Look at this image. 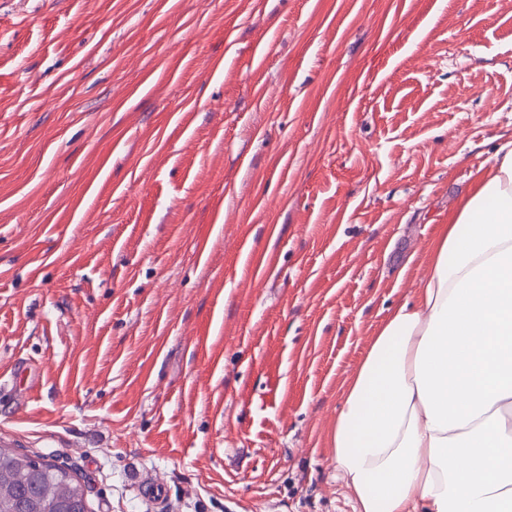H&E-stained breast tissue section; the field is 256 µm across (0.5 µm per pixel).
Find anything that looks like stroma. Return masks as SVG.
Instances as JSON below:
<instances>
[{
	"label": "stroma",
	"mask_w": 512,
	"mask_h": 512,
	"mask_svg": "<svg viewBox=\"0 0 512 512\" xmlns=\"http://www.w3.org/2000/svg\"><path fill=\"white\" fill-rule=\"evenodd\" d=\"M509 140L512 0H0V445L353 512L341 388Z\"/></svg>",
	"instance_id": "stroma-1"
}]
</instances>
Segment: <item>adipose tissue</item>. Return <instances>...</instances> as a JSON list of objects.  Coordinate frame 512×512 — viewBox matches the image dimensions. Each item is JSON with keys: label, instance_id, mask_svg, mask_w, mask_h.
Returning a JSON list of instances; mask_svg holds the SVG:
<instances>
[{"label": "adipose tissue", "instance_id": "ef3b65f1", "mask_svg": "<svg viewBox=\"0 0 512 512\" xmlns=\"http://www.w3.org/2000/svg\"><path fill=\"white\" fill-rule=\"evenodd\" d=\"M332 448L355 512H512V141L377 329Z\"/></svg>", "mask_w": 512, "mask_h": 512}]
</instances>
